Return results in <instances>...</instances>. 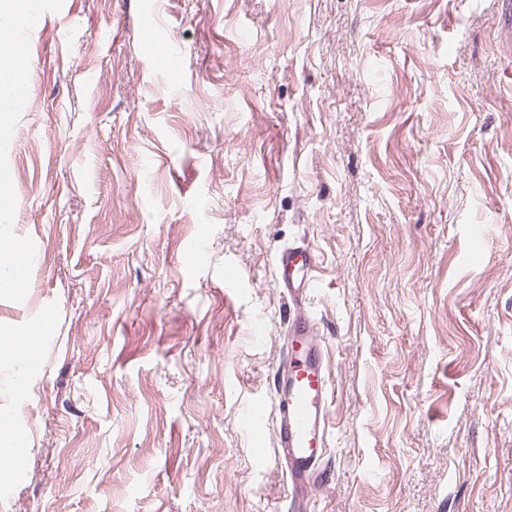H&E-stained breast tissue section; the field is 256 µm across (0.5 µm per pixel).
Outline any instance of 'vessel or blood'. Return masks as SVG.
Wrapping results in <instances>:
<instances>
[{"label": "vessel or blood", "instance_id": "1", "mask_svg": "<svg viewBox=\"0 0 512 512\" xmlns=\"http://www.w3.org/2000/svg\"><path fill=\"white\" fill-rule=\"evenodd\" d=\"M171 71H179L184 57L173 37L153 28L140 32ZM318 257L307 246H287L276 255L277 278L299 311L288 332V358L278 368L271 406L246 408L244 423L255 432L271 431L275 455L282 462L295 500H307L328 446V422L333 393L325 347L316 320L304 309L308 292L316 286Z\"/></svg>", "mask_w": 512, "mask_h": 512}]
</instances>
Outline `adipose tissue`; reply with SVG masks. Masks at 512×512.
Returning <instances> with one entry per match:
<instances>
[{
  "label": "adipose tissue",
  "instance_id": "1",
  "mask_svg": "<svg viewBox=\"0 0 512 512\" xmlns=\"http://www.w3.org/2000/svg\"><path fill=\"white\" fill-rule=\"evenodd\" d=\"M35 20V0H0V131L11 128V101L27 86L23 67L11 47L19 32Z\"/></svg>",
  "mask_w": 512,
  "mask_h": 512
}]
</instances>
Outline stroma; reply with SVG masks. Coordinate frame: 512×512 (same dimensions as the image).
Returning <instances> with one entry per match:
<instances>
[{
    "instance_id": "obj_1",
    "label": "stroma",
    "mask_w": 512,
    "mask_h": 512,
    "mask_svg": "<svg viewBox=\"0 0 512 512\" xmlns=\"http://www.w3.org/2000/svg\"><path fill=\"white\" fill-rule=\"evenodd\" d=\"M36 0L0 221L33 442L0 512H293L271 402L308 244L329 443L306 512H512V0ZM204 252L186 261L187 244ZM140 39L149 44L153 56L163 61L171 71L181 69L184 53L173 37L161 36L153 28L147 27L140 30ZM18 248H1L0 252V296L8 295L17 289L25 276L16 263ZM52 327V323L50 320L46 319L40 322L37 326H31L27 330V338H28V345H29V354L27 350V339L26 343L24 345V348L19 356V358L16 361V364H18V372L16 376L17 383L19 385H23L27 383L29 376H30V367H29V361H28V355H30V358L35 361L37 360V345H38V339L40 336L47 335Z\"/></svg>"
}]
</instances>
